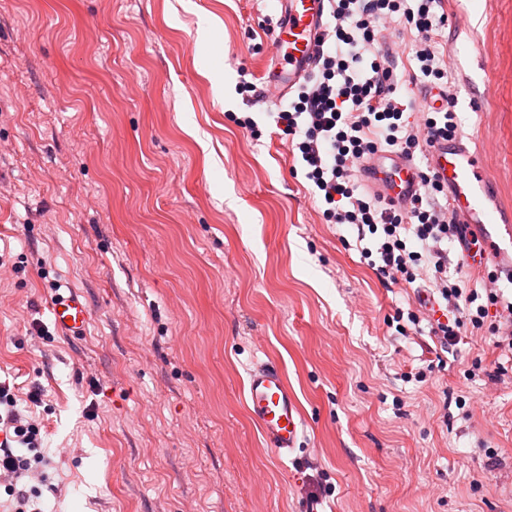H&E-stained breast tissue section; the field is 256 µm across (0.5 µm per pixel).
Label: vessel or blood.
Listing matches in <instances>:
<instances>
[{
  "mask_svg": "<svg viewBox=\"0 0 512 512\" xmlns=\"http://www.w3.org/2000/svg\"><path fill=\"white\" fill-rule=\"evenodd\" d=\"M275 23L271 41L274 58L266 72L267 85L278 96L295 91L314 67V49L324 35L328 0H274ZM430 169L452 191L450 201L459 223L479 229L487 250L475 266L490 261L512 260V226L498 223L489 205L490 179L480 154L460 144L442 140L427 147ZM365 182L386 198H408L417 189L420 171L414 160L395 153H381L364 163ZM52 313L56 327L69 336L82 335L89 322V308L77 292L57 296ZM246 407L258 422L271 447L281 455L292 453L304 421L294 392L281 369L262 363L250 370Z\"/></svg>",
  "mask_w": 512,
  "mask_h": 512,
  "instance_id": "vessel-or-blood-1",
  "label": "vessel or blood"
}]
</instances>
